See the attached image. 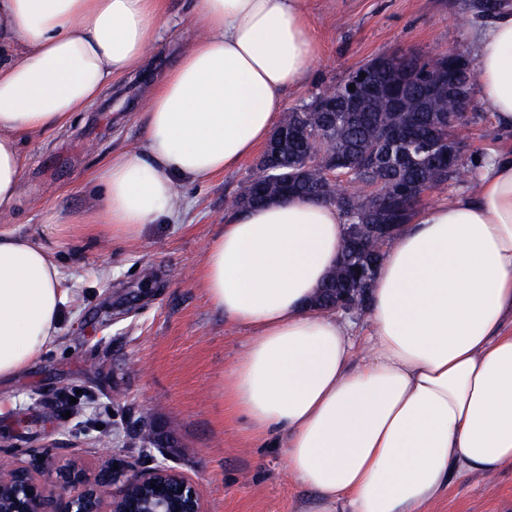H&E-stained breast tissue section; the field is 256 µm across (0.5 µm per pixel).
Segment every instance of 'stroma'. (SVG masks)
Returning <instances> with one entry per match:
<instances>
[{"label": "stroma", "mask_w": 512, "mask_h": 512, "mask_svg": "<svg viewBox=\"0 0 512 512\" xmlns=\"http://www.w3.org/2000/svg\"><path fill=\"white\" fill-rule=\"evenodd\" d=\"M324 46L313 77L287 96L311 101L373 59L455 51L474 60L491 16L486 0H309ZM192 0H165L162 29L145 60L111 85L70 125L23 146L18 212L0 228L35 236L54 252L68 300L55 341L13 381L0 385V460L33 462L50 449L56 464L101 462L97 436L139 468L166 462L193 479L206 512H315L312 495L289 475L285 450L253 438L224 404V379L243 354L249 328L226 319L199 279L208 241L227 202L252 176L257 157L202 184L179 187L178 221L145 225L134 242L96 232L101 190L91 177L112 155L140 149L139 121L165 71L194 41ZM461 151L466 169L499 149L498 130L480 104ZM151 416L170 446L140 448L135 428ZM429 512H512V466L492 476H453Z\"/></svg>", "instance_id": "1"}]
</instances>
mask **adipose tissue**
<instances>
[{"label":"adipose tissue","instance_id":"ef3b65f1","mask_svg":"<svg viewBox=\"0 0 512 512\" xmlns=\"http://www.w3.org/2000/svg\"><path fill=\"white\" fill-rule=\"evenodd\" d=\"M160 0H0V214L16 212L30 136L59 129L154 43ZM202 36L154 89L145 145L109 157L101 233L138 239L174 217L177 184L236 168L269 138L321 53L308 0H193ZM479 102L512 133V0L476 48ZM468 197L414 214L386 248L371 333L307 303L336 265L344 219L302 197L229 214L208 242L209 303L251 328L224 381L248 431L280 433L317 512H427L452 475L512 466V151ZM51 250L0 229V381L58 332L67 301Z\"/></svg>","mask_w":512,"mask_h":512}]
</instances>
